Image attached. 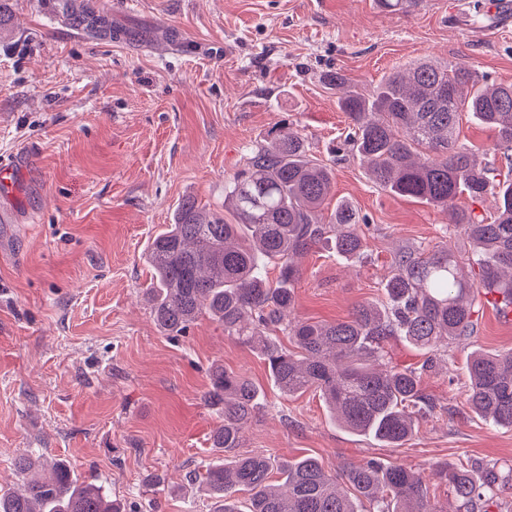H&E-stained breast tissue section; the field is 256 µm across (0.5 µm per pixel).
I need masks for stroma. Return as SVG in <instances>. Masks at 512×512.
<instances>
[{"label":"stroma","mask_w":512,"mask_h":512,"mask_svg":"<svg viewBox=\"0 0 512 512\" xmlns=\"http://www.w3.org/2000/svg\"><path fill=\"white\" fill-rule=\"evenodd\" d=\"M120 38L73 36L57 0H11L14 37L0 42V158L16 157L14 220L0 223V484L24 453L67 460L136 512H212L185 475L215 456L205 405L213 363L250 377L264 407L243 451L312 455L328 472L378 457L413 468L512 467V430L464 404L465 360L512 351L494 296L475 302L474 336L442 356L422 387L438 404L390 448L333 425L318 391L287 397L260 357L200 318L165 336L143 291L148 241L182 197L214 210L250 149L288 123L331 164V199L369 224L368 257L336 261L328 245L300 260L295 314L346 319L382 303L401 246L466 253L449 215L377 187L342 148L348 120L327 75L372 90L429 55L512 83V19L489 0H95ZM165 474L168 489L149 487Z\"/></svg>","instance_id":"stroma-1"}]
</instances>
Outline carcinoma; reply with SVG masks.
<instances>
[{"label": "carcinoma", "instance_id": "carcinoma-1", "mask_svg": "<svg viewBox=\"0 0 512 512\" xmlns=\"http://www.w3.org/2000/svg\"><path fill=\"white\" fill-rule=\"evenodd\" d=\"M63 17L88 34L112 33L93 0H64ZM349 121L344 146L372 182L391 193L452 210L457 231L471 243L462 256L448 244L426 251L404 246L381 282L384 304L356 305L342 321L313 323L292 316L298 259L326 243L336 257L365 256L366 230L351 203L339 200L323 215L332 169L308 154L305 136L279 128L250 150L245 168L225 187L232 219L183 198L152 238L146 289L151 314L168 337L183 335L199 317L266 363L273 384L292 396L319 391L336 424L350 433L398 447L414 437L436 404L422 389V372L438 351L476 331L475 294L512 306V174L457 143L463 112L492 129L497 150L512 162V83L486 85L471 67L418 60L392 72L368 93L329 77ZM492 195V216L458 206ZM476 270L465 277L462 261ZM279 269L269 278L270 266ZM291 337L297 351L281 345ZM399 338L424 352L422 369L386 361V345ZM466 404L495 427L512 428V352L472 351L466 358ZM207 405L219 424L211 448L230 453L262 404V391L242 373L215 365L209 371ZM24 484L0 488V512H126L100 485L80 480L67 461L46 468L24 454L15 461ZM438 479L465 509L489 512L512 469L435 466L415 470L371 458L332 476L313 456L279 460L263 452L236 454L189 474L216 500L215 512H438L429 483Z\"/></svg>", "mask_w": 512, "mask_h": 512}]
</instances>
